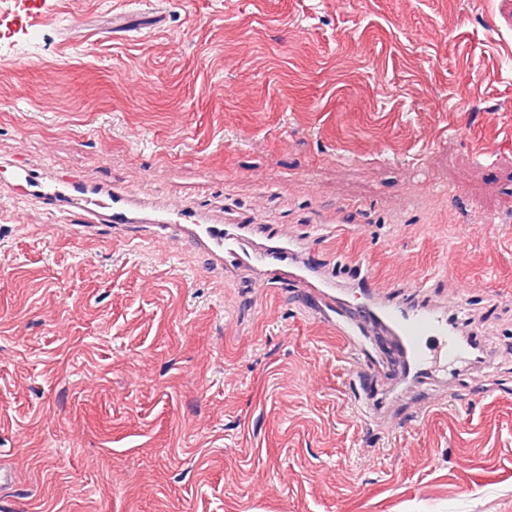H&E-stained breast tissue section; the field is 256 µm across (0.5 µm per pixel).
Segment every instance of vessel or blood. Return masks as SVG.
<instances>
[{"instance_id":"b4317fda","label":"vessel or blood","mask_w":512,"mask_h":512,"mask_svg":"<svg viewBox=\"0 0 512 512\" xmlns=\"http://www.w3.org/2000/svg\"><path fill=\"white\" fill-rule=\"evenodd\" d=\"M11 176L46 209L72 207L101 223L151 224L163 231L190 225L208 250L225 264L259 270L268 281H286L298 293L316 297L322 310L337 317L336 331L348 337L349 351L357 349L352 335L387 336L393 347L388 358L374 364L359 360L353 363L354 405L363 420H378L384 410L378 397L365 392L368 381L386 378L395 387L422 383L433 379L442 364L464 361L473 365L488 356L479 337L462 334L458 309L420 300L421 284L410 285V299L393 296L389 289L378 287L365 265L359 274L367 286L365 301L348 304L344 289L313 267L308 250L295 246L285 232L255 240L244 234L242 226L181 204L151 205L116 187L93 188L76 178L50 179L24 165L13 166Z\"/></svg>"}]
</instances>
